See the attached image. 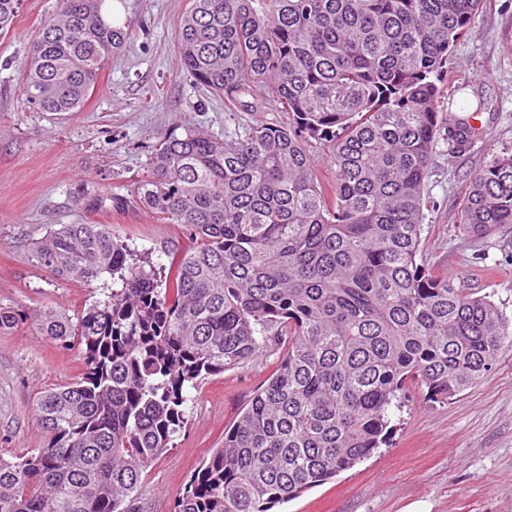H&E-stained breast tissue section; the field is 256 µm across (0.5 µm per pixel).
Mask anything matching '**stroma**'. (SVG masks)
<instances>
[{
    "label": "stroma",
    "mask_w": 512,
    "mask_h": 512,
    "mask_svg": "<svg viewBox=\"0 0 512 512\" xmlns=\"http://www.w3.org/2000/svg\"><path fill=\"white\" fill-rule=\"evenodd\" d=\"M187 0H127L134 38L101 70L79 111L34 110L22 93L31 41L58 11L59 0H22L14 27L0 35V306H49L79 314L95 287L53 276L33 259L30 243L48 226L87 220L153 263L169 264L192 245L183 225L164 224L133 207L88 214L76 204L87 192L128 195L156 144L178 125L231 139L287 113L229 112L222 99L196 87L178 65L175 24ZM471 77L453 103L483 97L479 136L462 151L439 143L425 192L421 256L464 287L491 296L512 318V229L485 237L459 222L470 175L512 148V0H483L473 28L448 61ZM279 354L269 352L209 377L188 403V425L147 470L145 512H175L192 474L221 447L250 400L268 383ZM77 346H64L29 326L0 332V457L45 441L34 411L40 392L81 372ZM386 445L335 479L271 512H512V350L479 383L434 401L426 388L402 395Z\"/></svg>",
    "instance_id": "stroma-1"
}]
</instances>
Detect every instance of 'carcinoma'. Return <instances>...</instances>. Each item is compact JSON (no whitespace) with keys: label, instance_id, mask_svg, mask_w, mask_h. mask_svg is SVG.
Wrapping results in <instances>:
<instances>
[{"label":"carcinoma","instance_id":"obj_1","mask_svg":"<svg viewBox=\"0 0 512 512\" xmlns=\"http://www.w3.org/2000/svg\"><path fill=\"white\" fill-rule=\"evenodd\" d=\"M113 0H61L35 36L23 91L41 112H77L132 35ZM482 0H188L181 67L229 112L273 105L288 125L222 139L186 127L154 149L129 204L189 228L198 245L167 275L145 269L107 224L49 227L37 264L104 298L77 320L0 307L81 347L83 372L42 393L46 445L0 458V512H141L143 474L187 423L208 377L283 351L264 389L191 476L177 512H270L387 442L412 384L449 399L512 349V321L485 295L419 260L439 140L479 128L444 106L448 59ZM21 0H0V33ZM333 180L318 181L309 140ZM460 223L512 226V149L469 180Z\"/></svg>","mask_w":512,"mask_h":512}]
</instances>
